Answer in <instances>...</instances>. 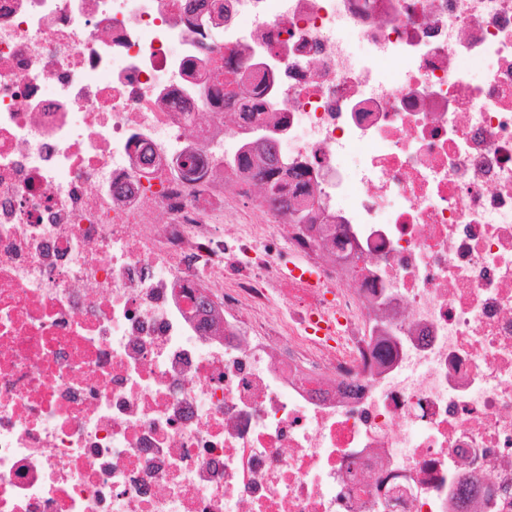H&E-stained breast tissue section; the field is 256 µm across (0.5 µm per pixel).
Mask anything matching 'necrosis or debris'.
<instances>
[{"label": "necrosis or debris", "instance_id": "1", "mask_svg": "<svg viewBox=\"0 0 512 512\" xmlns=\"http://www.w3.org/2000/svg\"><path fill=\"white\" fill-rule=\"evenodd\" d=\"M0 512H512V0H0ZM268 141V140H267ZM267 141L262 140L261 142H257V139L254 137L251 143H255V150H259L266 155L267 163L265 172H259V179L262 181V184L265 185V190L268 196V199L279 206L280 209H284L289 212V216L299 223L303 219V210L299 205L295 206L288 202V192H285V187H283L278 179H275L276 169L274 168V155L270 150V145Z\"/></svg>", "mask_w": 512, "mask_h": 512}]
</instances>
